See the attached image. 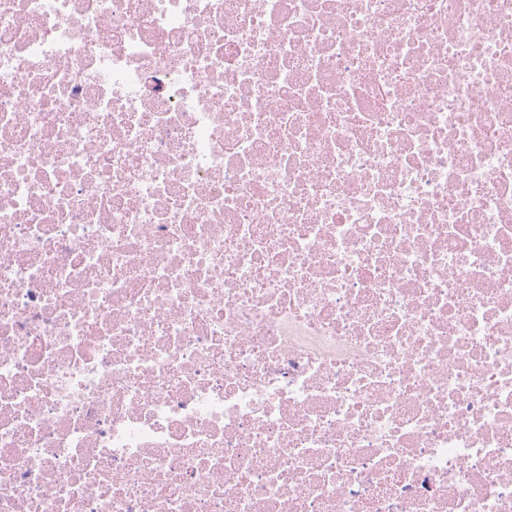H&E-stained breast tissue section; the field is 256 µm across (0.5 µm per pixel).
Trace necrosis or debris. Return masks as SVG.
Segmentation results:
<instances>
[{"mask_svg": "<svg viewBox=\"0 0 512 512\" xmlns=\"http://www.w3.org/2000/svg\"><path fill=\"white\" fill-rule=\"evenodd\" d=\"M0 512H512V0H0Z\"/></svg>", "mask_w": 512, "mask_h": 512, "instance_id": "4bbe7bcc", "label": "necrosis or debris"}]
</instances>
